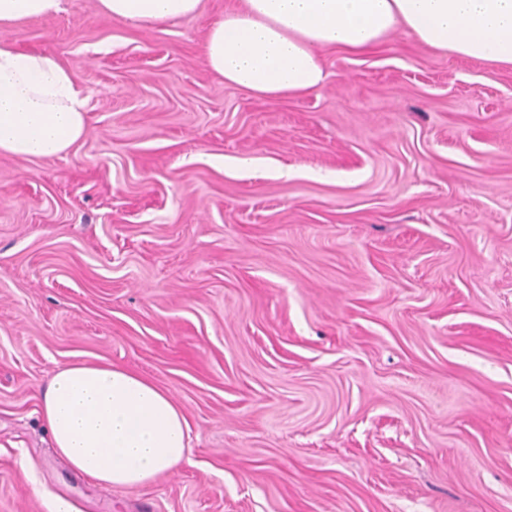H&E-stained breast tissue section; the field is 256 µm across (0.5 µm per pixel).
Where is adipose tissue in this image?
I'll return each instance as SVG.
<instances>
[{
	"instance_id": "obj_1",
	"label": "adipose tissue",
	"mask_w": 512,
	"mask_h": 512,
	"mask_svg": "<svg viewBox=\"0 0 512 512\" xmlns=\"http://www.w3.org/2000/svg\"><path fill=\"white\" fill-rule=\"evenodd\" d=\"M202 0H98L117 21L145 25L197 15ZM61 0H0V27L58 13ZM460 58L512 67V0H242L204 43L211 71L261 98L322 87L326 50L369 51L393 32ZM88 97L53 55L0 40V153H65L86 132ZM42 419L58 452L107 486L137 488L188 458L183 408L123 366L73 362L46 380Z\"/></svg>"
}]
</instances>
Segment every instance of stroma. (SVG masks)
<instances>
[{
  "label": "stroma",
  "mask_w": 512,
  "mask_h": 512,
  "mask_svg": "<svg viewBox=\"0 0 512 512\" xmlns=\"http://www.w3.org/2000/svg\"><path fill=\"white\" fill-rule=\"evenodd\" d=\"M237 6L0 29L90 97L67 153L0 154V512H512V67L395 32L258 98L204 58ZM75 361L170 391L188 462L72 470Z\"/></svg>",
  "instance_id": "obj_1"
}]
</instances>
